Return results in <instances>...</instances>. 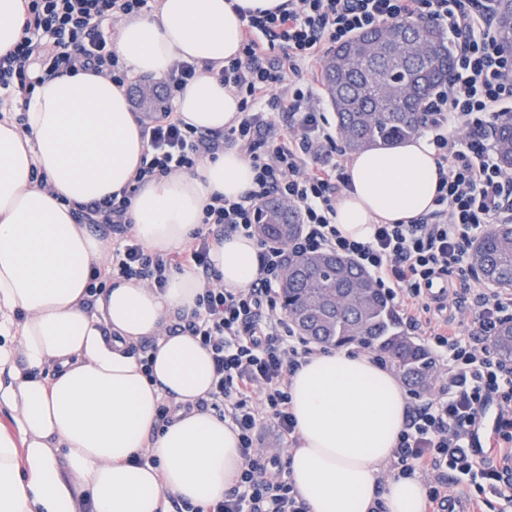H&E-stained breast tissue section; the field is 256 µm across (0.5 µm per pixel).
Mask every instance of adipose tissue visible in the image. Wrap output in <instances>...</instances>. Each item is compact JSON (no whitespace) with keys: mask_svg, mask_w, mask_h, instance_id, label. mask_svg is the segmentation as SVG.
Segmentation results:
<instances>
[{"mask_svg":"<svg viewBox=\"0 0 512 512\" xmlns=\"http://www.w3.org/2000/svg\"><path fill=\"white\" fill-rule=\"evenodd\" d=\"M282 0H157L121 21L114 49L131 74L164 79L174 60L223 66L237 54L234 5L271 9ZM28 127L0 118V512H169L170 497L223 499L243 463L236 433L199 409L213 382L210 353L189 333L163 335L191 312L202 284L191 269L165 288L113 279L85 307L92 265L111 238L76 223L72 206L128 187L146 152L125 87L87 73L50 78L24 103ZM177 118L206 132L236 125L235 94L202 73L174 101ZM435 150L420 137L355 155L336 225L358 241L375 225L434 208ZM44 175L49 189L32 180ZM250 161L227 149L189 171L135 187L131 231L148 249L182 247L213 194L236 199L253 184ZM210 258L228 288L259 269L254 238L234 233ZM153 341V374L131 353ZM301 443L289 478L310 512H424L414 478L379 474L393 457L408 402L394 373L372 355L333 350L310 357L290 384ZM168 404L169 424L158 409ZM152 448L160 465L141 461Z\"/></svg>","mask_w":512,"mask_h":512,"instance_id":"obj_1","label":"adipose tissue"}]
</instances>
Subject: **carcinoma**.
<instances>
[{"label":"carcinoma","mask_w":512,"mask_h":512,"mask_svg":"<svg viewBox=\"0 0 512 512\" xmlns=\"http://www.w3.org/2000/svg\"><path fill=\"white\" fill-rule=\"evenodd\" d=\"M497 34L512 46V0H498ZM418 42L413 54L396 42L374 51L380 27L337 47L323 64L324 87L336 112L346 150L360 153L394 146L415 136L425 121L423 104L448 79L453 57L444 33L426 21L397 22ZM499 161L512 168V121L496 129ZM261 237L287 243L300 233L294 210L271 200L261 206ZM471 262L487 278L512 282V230L495 228L482 237ZM280 296L288 317L301 318L304 331L334 346L355 343L386 357L411 390H426L436 372L430 352L404 331L392 301L351 260L331 252L300 257L281 276ZM496 353L512 360V323L493 340Z\"/></svg>","instance_id":"obj_1"}]
</instances>
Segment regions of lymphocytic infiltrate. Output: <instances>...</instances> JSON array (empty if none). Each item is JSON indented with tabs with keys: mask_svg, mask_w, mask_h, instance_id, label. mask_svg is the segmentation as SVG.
Returning <instances> with one entry per match:
<instances>
[{
	"mask_svg": "<svg viewBox=\"0 0 512 512\" xmlns=\"http://www.w3.org/2000/svg\"><path fill=\"white\" fill-rule=\"evenodd\" d=\"M149 2L24 0L21 36L0 55V105L79 70L125 84L129 71L112 48V28L149 11ZM235 12L243 23L236 57L218 69L173 62L162 81L167 107L140 123L147 152L134 182L193 169L234 148L255 172L251 189L237 199L212 195L180 252L149 250L131 234L132 190L77 209L78 223L114 243L106 266L91 269L88 298L115 278L164 288L186 261L202 283L196 309L179 315L169 331L189 333L210 350L215 380L201 406L237 431L243 464L223 501L205 509L184 501L175 512H309L257 438L269 423L286 447L299 445L290 381L318 347L288 318L278 286L289 259L320 251L344 255L370 275L441 364L436 391L407 411L393 474L423 479L432 512H441L459 486L483 505L496 502L501 512H512V364L492 347L498 326L512 320V292L485 285L470 263L473 247L494 225L512 223V170L500 165L489 141L512 110V50L500 41L487 0H283L272 9ZM416 19L448 31L454 60L448 81L426 103L423 133L438 167L434 208L406 224L376 225L371 240H352L336 226V200L348 185L344 152L306 75L358 33ZM200 71L235 91L237 125L205 133L173 116L171 100ZM271 199L298 212L300 235L284 246L259 241L256 280L225 288L210 259L213 243L236 232L255 236L259 210ZM438 276L452 286L464 319L449 318L426 295ZM487 426L492 445L485 453L479 432Z\"/></svg>",
	"mask_w": 512,
	"mask_h": 512,
	"instance_id": "f902f5d3",
	"label": "lymphocytic infiltrate"
}]
</instances>
